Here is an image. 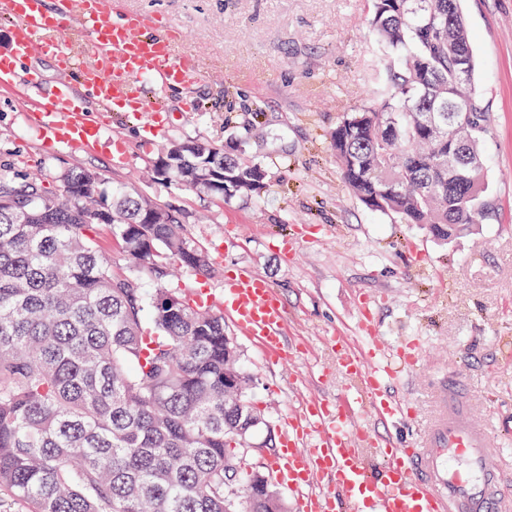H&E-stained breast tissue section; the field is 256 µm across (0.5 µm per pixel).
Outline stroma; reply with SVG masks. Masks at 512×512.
Here are the masks:
<instances>
[{
    "label": "stroma",
    "mask_w": 512,
    "mask_h": 512,
    "mask_svg": "<svg viewBox=\"0 0 512 512\" xmlns=\"http://www.w3.org/2000/svg\"><path fill=\"white\" fill-rule=\"evenodd\" d=\"M129 11L155 17L194 54L201 75L164 88L145 83L143 112L102 113L82 103L106 136L85 151L43 137L26 105L61 80L53 55L17 65L36 87L0 88V175H37L60 193L72 168L100 174L108 188L157 202L179 216L185 236L205 251V273L180 271L168 280L189 298L219 297L227 273L249 270L275 288L287 312L286 336L299 353L269 359L260 343L232 321L243 367L253 374L252 403L270 418L236 454L247 471H265L267 435L282 438L286 417L314 395L342 393L335 337L359 336L363 307L387 350L421 342L423 371L389 382L415 414L397 423L360 412L356 423L411 445L432 411L430 377L461 376L475 414L488 416L503 447L512 449V0H462L477 71L475 83L496 118L484 143L488 196L495 213L448 245L427 230L370 211L343 183L327 133L367 97L368 0H124ZM165 121L146 135L154 103ZM178 140L231 149L248 141L268 171L260 195L223 200L153 176L161 147Z\"/></svg>",
    "instance_id": "1"
}]
</instances>
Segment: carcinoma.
I'll return each instance as SVG.
<instances>
[{"label":"carcinoma","instance_id":"carcinoma-1","mask_svg":"<svg viewBox=\"0 0 512 512\" xmlns=\"http://www.w3.org/2000/svg\"><path fill=\"white\" fill-rule=\"evenodd\" d=\"M368 24V98L330 132V150L368 209L446 245L492 209L483 143L495 119L459 0H370ZM458 101L473 124L451 119ZM428 112L442 123H421ZM162 151L155 171L173 182L225 199L266 188L245 142L232 154L181 141ZM62 181L52 196L0 175V489L29 512H238L239 497L245 512H288L267 475L238 479L233 449L268 419L223 317L162 286L171 262L204 272L208 255L168 210L108 192L97 173ZM97 226L122 241L127 272L112 269ZM143 279L161 287L148 293Z\"/></svg>","mask_w":512,"mask_h":512}]
</instances>
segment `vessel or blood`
Segmentation results:
<instances>
[{"label":"vessel or blood","instance_id":"1","mask_svg":"<svg viewBox=\"0 0 512 512\" xmlns=\"http://www.w3.org/2000/svg\"><path fill=\"white\" fill-rule=\"evenodd\" d=\"M0 12L11 20L10 50L0 54V83L15 81L17 62L52 49L72 81L44 98L33 115L55 139L86 150L99 146L102 127L76 105L75 88L90 93L101 111L119 104L138 112L144 74L168 86L200 75L196 58L174 55L171 37L157 32L152 18L126 14L113 22L110 0H59L53 10L45 0H0ZM72 15L89 38L95 64L46 41L48 34L64 31ZM220 306L267 355L285 357L284 309L262 276L242 270L227 277ZM337 351L351 387L307 400L292 412L284 447L270 463L271 473L295 493L297 512H512V467L503 465L501 444L489 422L473 413L461 379L436 378L434 413L424 436L416 446L401 447L357 427L355 417L366 410L393 423L413 415L412 405L387 393L384 382L419 368L421 350L405 343L389 358L380 344L362 348L342 336ZM323 476L331 489L313 490Z\"/></svg>","mask_w":512,"mask_h":512}]
</instances>
